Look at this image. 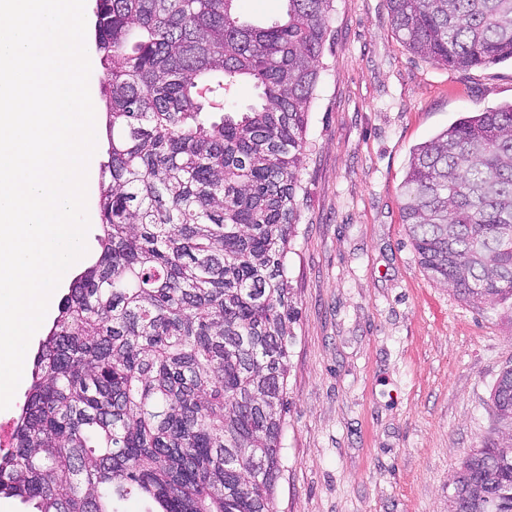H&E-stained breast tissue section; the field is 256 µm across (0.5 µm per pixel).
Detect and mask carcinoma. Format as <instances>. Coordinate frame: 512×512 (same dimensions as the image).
Instances as JSON below:
<instances>
[{"mask_svg":"<svg viewBox=\"0 0 512 512\" xmlns=\"http://www.w3.org/2000/svg\"><path fill=\"white\" fill-rule=\"evenodd\" d=\"M95 0L108 159L91 264L33 357L0 454L31 512H274L298 310L287 256L334 0ZM413 52L512 59V0H387ZM258 100L228 109L238 83ZM404 222L432 278L512 317V103L413 151ZM450 512H512V366ZM239 6L247 19L256 23H270L285 15L287 3L283 0H244Z\"/></svg>","mask_w":512,"mask_h":512,"instance_id":"cac0c4a2","label":"carcinoma"}]
</instances>
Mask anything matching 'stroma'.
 <instances>
[{"label": "stroma", "instance_id": "35a3bbf8", "mask_svg": "<svg viewBox=\"0 0 512 512\" xmlns=\"http://www.w3.org/2000/svg\"><path fill=\"white\" fill-rule=\"evenodd\" d=\"M287 258L298 321L275 512H448L489 433L512 324L421 266L403 221L413 148L512 102V62L408 49L386 0H335Z\"/></svg>", "mask_w": 512, "mask_h": 512}]
</instances>
